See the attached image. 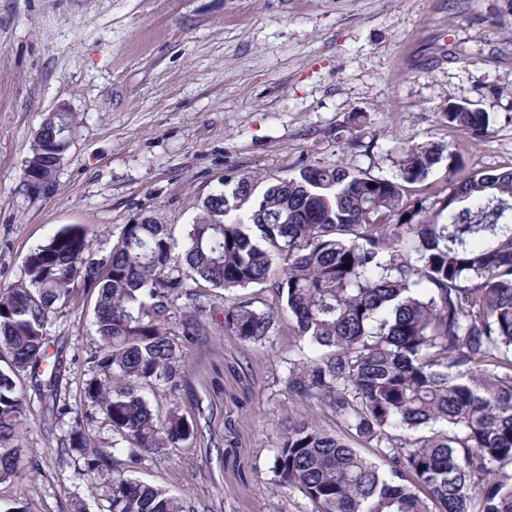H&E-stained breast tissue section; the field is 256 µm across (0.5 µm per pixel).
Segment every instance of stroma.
I'll return each instance as SVG.
<instances>
[{
  "instance_id": "stroma-1",
  "label": "stroma",
  "mask_w": 512,
  "mask_h": 512,
  "mask_svg": "<svg viewBox=\"0 0 512 512\" xmlns=\"http://www.w3.org/2000/svg\"><path fill=\"white\" fill-rule=\"evenodd\" d=\"M488 112L475 139L444 123L448 101ZM77 129L51 191L23 180L36 131L55 109ZM365 114L369 149L352 147ZM437 143L464 172L512 167V0H0V285L56 232L85 227L107 253L149 218L183 237L226 177L255 194L306 165L398 175L403 145ZM278 329L258 345L208 331L186 353L176 393L149 394L197 417L205 440L148 462L135 479L168 487L190 512H315L296 488L273 490L274 455L306 406L285 386L286 359L312 350L288 334L271 286L258 293ZM95 295L77 289L47 327L37 391L29 376L20 465L0 512H109L77 452L63 448L97 349Z\"/></svg>"
}]
</instances>
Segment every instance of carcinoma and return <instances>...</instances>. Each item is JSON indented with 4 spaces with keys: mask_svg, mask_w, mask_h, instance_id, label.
I'll use <instances>...</instances> for the list:
<instances>
[{
    "mask_svg": "<svg viewBox=\"0 0 512 512\" xmlns=\"http://www.w3.org/2000/svg\"><path fill=\"white\" fill-rule=\"evenodd\" d=\"M448 126L489 133V114L450 101ZM35 138L24 180L52 177L73 114ZM448 160L449 192L430 208L410 193ZM399 174L307 165L249 208L250 179L224 181L177 242L165 224H126L106 255L82 226L32 249L24 278L0 288V482L15 472L13 444L26 411L17 378L39 373L50 315L75 288L96 290L94 371L81 402L97 406L124 461L95 446L78 407L63 442L110 512H188L168 488L127 472L194 439L176 405L182 352L208 323L245 344L275 330V311L236 291L267 284L273 261L289 335L319 351L288 360V391L327 410L345 435L316 421L288 426L272 484L296 487L317 512H512V168L458 177L440 145H403ZM375 187H369V184ZM445 428L438 429L436 425ZM373 449L374 457L361 452Z\"/></svg>",
    "mask_w": 512,
    "mask_h": 512,
    "instance_id": "carcinoma-1",
    "label": "carcinoma"
}]
</instances>
